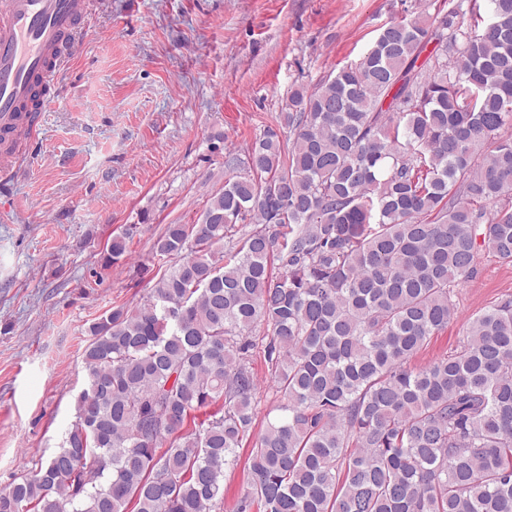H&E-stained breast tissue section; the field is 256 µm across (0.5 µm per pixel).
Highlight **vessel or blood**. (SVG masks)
Wrapping results in <instances>:
<instances>
[{
	"label": "vessel or blood",
	"mask_w": 512,
	"mask_h": 512,
	"mask_svg": "<svg viewBox=\"0 0 512 512\" xmlns=\"http://www.w3.org/2000/svg\"><path fill=\"white\" fill-rule=\"evenodd\" d=\"M88 0H0V168L20 161L25 121L45 111L63 66L84 51Z\"/></svg>",
	"instance_id": "vessel-or-blood-1"
}]
</instances>
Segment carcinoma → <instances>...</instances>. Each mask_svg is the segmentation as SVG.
Here are the masks:
<instances>
[{
	"label": "carcinoma",
	"mask_w": 512,
	"mask_h": 512,
	"mask_svg": "<svg viewBox=\"0 0 512 512\" xmlns=\"http://www.w3.org/2000/svg\"><path fill=\"white\" fill-rule=\"evenodd\" d=\"M511 126L512 0L391 21L291 88L246 159L225 151L201 223L166 225L156 253L176 261L144 303L89 327L67 437L0 512H211L253 425L259 345L281 414L236 512H512V300L409 366L478 251L512 262Z\"/></svg>",
	"instance_id": "1"
}]
</instances>
